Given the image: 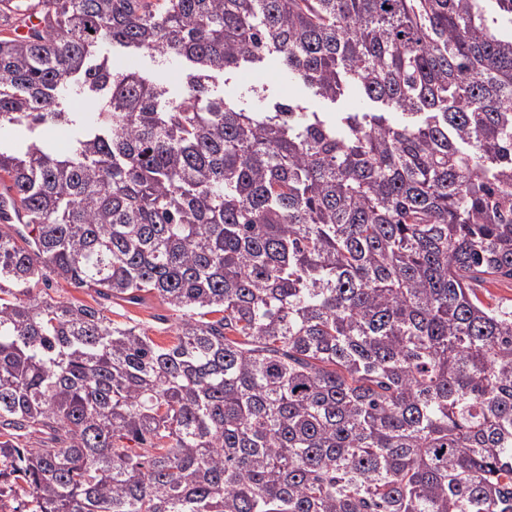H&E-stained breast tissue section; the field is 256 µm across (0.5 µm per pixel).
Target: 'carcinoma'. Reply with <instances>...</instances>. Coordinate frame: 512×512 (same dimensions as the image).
<instances>
[{"mask_svg":"<svg viewBox=\"0 0 512 512\" xmlns=\"http://www.w3.org/2000/svg\"><path fill=\"white\" fill-rule=\"evenodd\" d=\"M270 56L362 110L211 94ZM78 120L0 142L17 512H512V0H0V129ZM101 54L109 56L112 61L122 62L131 64L136 70L142 73H157L168 83L170 92V101L178 103L183 98L184 88L182 84L173 78L166 77V71H161V68L157 67L156 62L147 54H138L135 56H121L115 51L112 52V47L104 45L101 48ZM112 319L120 322L140 323L148 330L149 336L156 344L170 345L176 341L174 317L159 300L152 299L146 305H125L112 308ZM158 317L165 318L164 320Z\"/></svg>","mask_w":512,"mask_h":512,"instance_id":"obj_1","label":"carcinoma"}]
</instances>
